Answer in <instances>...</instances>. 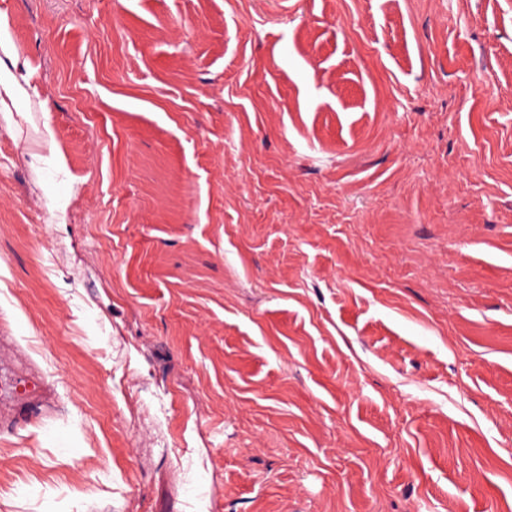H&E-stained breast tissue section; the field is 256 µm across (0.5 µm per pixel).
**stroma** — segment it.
Instances as JSON below:
<instances>
[{"mask_svg":"<svg viewBox=\"0 0 512 512\" xmlns=\"http://www.w3.org/2000/svg\"><path fill=\"white\" fill-rule=\"evenodd\" d=\"M0 13V512H512V0Z\"/></svg>","mask_w":512,"mask_h":512,"instance_id":"obj_1","label":"stroma"}]
</instances>
